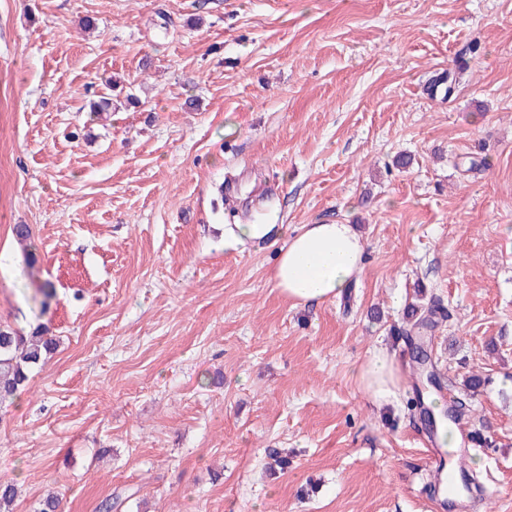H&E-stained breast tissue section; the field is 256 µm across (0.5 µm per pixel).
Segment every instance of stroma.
I'll return each mask as SVG.
<instances>
[{"label":"stroma","instance_id":"35a3bbf8","mask_svg":"<svg viewBox=\"0 0 512 512\" xmlns=\"http://www.w3.org/2000/svg\"><path fill=\"white\" fill-rule=\"evenodd\" d=\"M328 221L367 258L318 305L276 288L273 249L224 244ZM2 251L0 325L57 342L0 404L13 512L124 488L127 512H444L390 333L433 298L441 398L487 379L471 512H512V0H0ZM380 347L384 406L357 378ZM268 448L293 452L276 478ZM360 385L376 401L395 397L398 388V366L394 357L383 350H374L358 369Z\"/></svg>","mask_w":512,"mask_h":512}]
</instances>
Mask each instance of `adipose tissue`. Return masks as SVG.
I'll use <instances>...</instances> for the list:
<instances>
[{
	"label": "adipose tissue",
	"instance_id": "ef3b65f1",
	"mask_svg": "<svg viewBox=\"0 0 512 512\" xmlns=\"http://www.w3.org/2000/svg\"><path fill=\"white\" fill-rule=\"evenodd\" d=\"M225 244L247 247L277 246L272 278L276 288L296 305H312L339 298L364 267L366 243L351 224H228ZM360 384L374 400L395 397L398 367L383 350L371 353L358 369Z\"/></svg>",
	"mask_w": 512,
	"mask_h": 512
}]
</instances>
